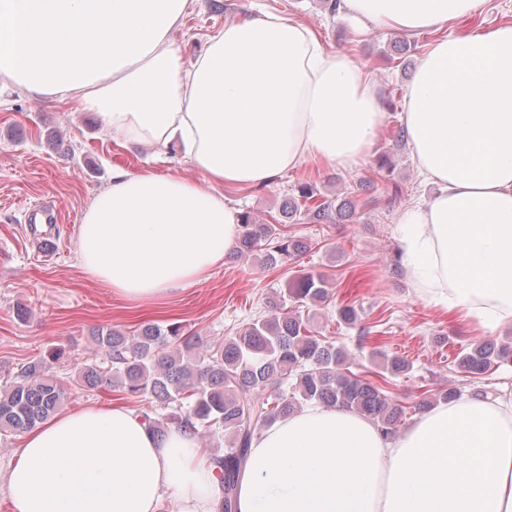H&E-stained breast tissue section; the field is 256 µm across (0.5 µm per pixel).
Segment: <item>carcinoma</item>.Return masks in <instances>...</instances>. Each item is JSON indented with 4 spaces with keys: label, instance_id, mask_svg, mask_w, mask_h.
<instances>
[{
    "label": "carcinoma",
    "instance_id": "carcinoma-1",
    "mask_svg": "<svg viewBox=\"0 0 512 512\" xmlns=\"http://www.w3.org/2000/svg\"><path fill=\"white\" fill-rule=\"evenodd\" d=\"M301 211L316 224L347 217L346 204L317 203L306 184L298 186L283 214L289 219ZM306 251L303 241L280 233L276 225L257 224L243 214L236 257L258 256L276 267ZM288 296L297 303L295 309L275 301L270 314L218 344L203 341L179 323L146 322L131 334L103 327L94 341L108 366L87 361L75 382L87 390L143 399L144 419L157 433L176 424L198 437L208 435L217 448L212 460L223 493L220 510L236 512L238 483L253 437L272 419L311 404L339 407L372 420L388 436L398 432L407 415L378 384L348 369L344 347L309 329V317L300 308L328 298L326 279L302 274ZM507 361H512L507 341H476L457 354L458 366L468 374ZM384 369L397 377L407 374L410 364L386 355ZM457 397L456 390L448 389L435 398H421L412 409L422 414L439 400ZM66 400L65 383L43 361L30 362L0 386V433L26 432L56 414Z\"/></svg>",
    "mask_w": 512,
    "mask_h": 512
}]
</instances>
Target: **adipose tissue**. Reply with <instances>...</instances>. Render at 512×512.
<instances>
[{
    "label": "adipose tissue",
    "instance_id": "ef3b65f1",
    "mask_svg": "<svg viewBox=\"0 0 512 512\" xmlns=\"http://www.w3.org/2000/svg\"><path fill=\"white\" fill-rule=\"evenodd\" d=\"M485 0H341L359 23L437 31ZM189 0H0V82L76 99L107 132L181 156L203 178L115 171L79 226L78 263L131 301L203 281L234 252L227 185L313 159L351 168L386 121L372 74L314 31L265 13L226 24L183 66ZM430 192L398 216L415 294L477 330L512 324V25L436 41L404 95ZM14 512H219L212 459L177 426L87 405L25 432L4 474ZM239 512H512V394H464L384 436L319 405L255 435Z\"/></svg>",
    "mask_w": 512,
    "mask_h": 512
}]
</instances>
